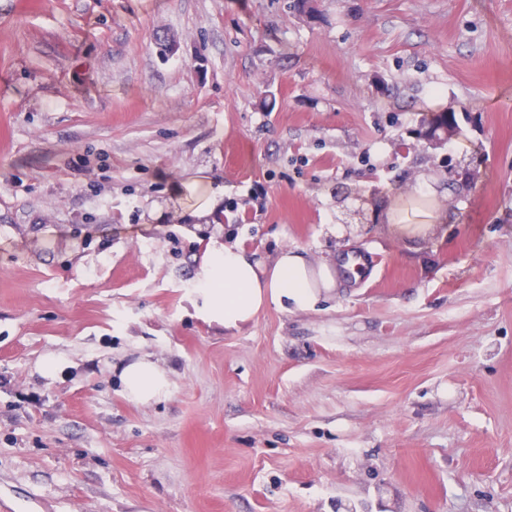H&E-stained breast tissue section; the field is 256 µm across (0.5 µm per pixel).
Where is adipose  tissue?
<instances>
[{"label": "adipose tissue", "mask_w": 512, "mask_h": 512, "mask_svg": "<svg viewBox=\"0 0 512 512\" xmlns=\"http://www.w3.org/2000/svg\"><path fill=\"white\" fill-rule=\"evenodd\" d=\"M335 287L333 267L314 265L303 250H282L268 262L246 249L212 242L202 257L195 307L205 323L233 332L270 305L288 313L312 310ZM121 381L126 398L144 405L165 397L171 387L167 373L146 357L128 362Z\"/></svg>", "instance_id": "ef3b65f1"}]
</instances>
